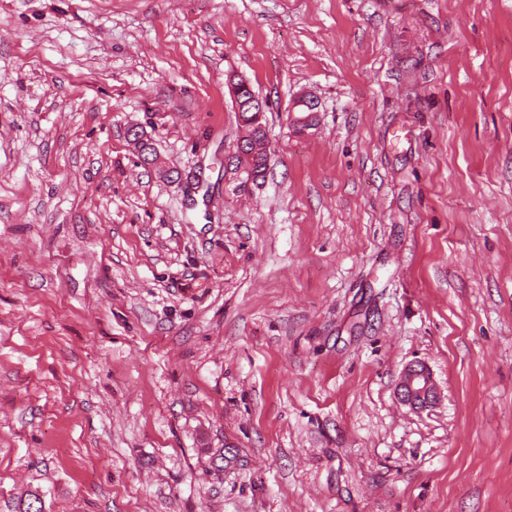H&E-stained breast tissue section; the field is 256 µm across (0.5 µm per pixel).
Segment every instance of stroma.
Returning <instances> with one entry per match:
<instances>
[{
	"label": "stroma",
	"instance_id": "35a3bbf8",
	"mask_svg": "<svg viewBox=\"0 0 512 512\" xmlns=\"http://www.w3.org/2000/svg\"><path fill=\"white\" fill-rule=\"evenodd\" d=\"M36 496L512 512V0H0V512ZM269 110V105L265 102L264 112L259 116V112H248L243 110L237 112V120L240 128L243 130V136L238 141L237 166H243L248 178L254 175L255 178H265L268 169V155L266 151V124L264 122V113ZM264 128V129H263ZM243 145L240 148V145ZM398 395L405 405L416 412L432 407L439 400L438 387L422 363L405 367L398 383Z\"/></svg>",
	"mask_w": 512,
	"mask_h": 512
}]
</instances>
